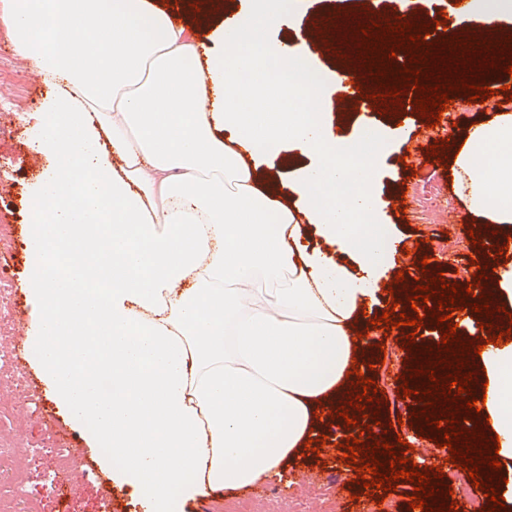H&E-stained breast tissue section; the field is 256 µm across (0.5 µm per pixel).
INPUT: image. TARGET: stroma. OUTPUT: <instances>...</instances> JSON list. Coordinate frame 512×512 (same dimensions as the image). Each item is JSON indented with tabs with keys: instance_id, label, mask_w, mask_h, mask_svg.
<instances>
[{
	"instance_id": "stroma-1",
	"label": "stroma",
	"mask_w": 512,
	"mask_h": 512,
	"mask_svg": "<svg viewBox=\"0 0 512 512\" xmlns=\"http://www.w3.org/2000/svg\"><path fill=\"white\" fill-rule=\"evenodd\" d=\"M417 20L435 18L445 12L446 33L450 36H473L480 40H501L512 35V23L489 26L471 21L466 28L456 24L457 8L453 0H413ZM296 21L289 31L268 26L257 20L270 42L282 39H312L314 63L324 76L336 70H360L357 46L352 29L369 24L377 16L400 14L399 0H341L327 9L319 0H294ZM47 93L41 75L26 67L17 57L12 39L0 30V253L10 260L7 276L0 280V498L10 501L12 512H142L131 490L112 480L111 471L103 469L99 459L104 451L90 447L84 433L71 423L54 402L40 378V372L25 345L31 310L25 288L27 271L28 216L27 201L31 185L42 176L45 158L29 147L34 122L29 114ZM319 116L335 136L349 138L357 127L374 125L381 129L387 144L378 157L382 195V217L401 239L403 249L393 260V275L409 270L415 257L432 256L436 271L447 283L466 284L470 277L472 245L467 226L456 223L465 205L453 190L447 170L439 162L427 159L420 147L428 128L424 119L408 112L389 115L379 109H363L352 102L328 94ZM416 149L417 176H409L400 160L409 149ZM437 194L441 207L424 212L416 204L422 192ZM406 212H397V205ZM455 250V268H445L439 257ZM404 338L389 332L383 341L385 363L376 365L372 378L382 391V418H403L401 433H410L412 411L421 409L417 397L397 394L399 376L409 369L403 351ZM67 455L72 469L79 475L65 499L50 494L49 487L58 475V457ZM335 467L318 464L299 472L291 488L283 491L290 500L307 502L311 512H349L351 495L361 494V487H349L336 478ZM278 483L260 481L235 494L209 493L185 504L183 512H225L233 505L239 512H255L264 491L278 490Z\"/></svg>"
}]
</instances>
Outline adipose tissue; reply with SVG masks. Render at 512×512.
<instances>
[{
	"label": "adipose tissue",
	"mask_w": 512,
	"mask_h": 512,
	"mask_svg": "<svg viewBox=\"0 0 512 512\" xmlns=\"http://www.w3.org/2000/svg\"><path fill=\"white\" fill-rule=\"evenodd\" d=\"M237 15L219 36L261 49L301 105L322 101L298 48ZM0 27L52 90L35 153L49 166L28 198L31 349L56 401L145 512H182L210 490L284 482L366 367L371 319L392 299L397 238L380 222L379 130L338 139L317 117L257 130L220 54H200L148 0H0ZM308 165L282 177L258 159ZM458 197L492 244L512 236V112L467 127L448 157ZM358 183L351 198L337 184ZM485 293L512 305V251L477 253ZM480 416L512 459V344L482 356Z\"/></svg>",
	"instance_id": "obj_1"
}]
</instances>
